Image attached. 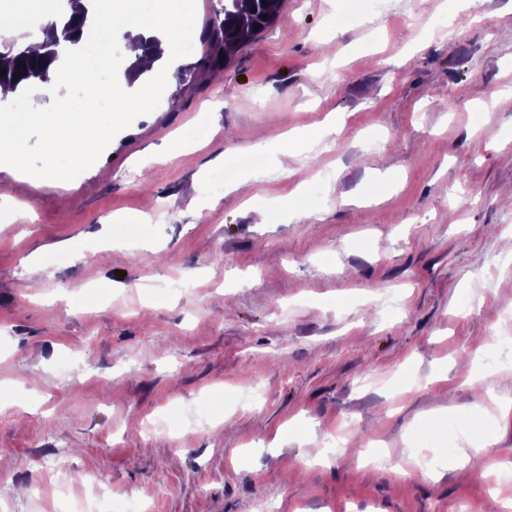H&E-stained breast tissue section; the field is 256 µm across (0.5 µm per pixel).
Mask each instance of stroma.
Here are the masks:
<instances>
[{
  "instance_id": "35a3bbf8",
  "label": "stroma",
  "mask_w": 512,
  "mask_h": 512,
  "mask_svg": "<svg viewBox=\"0 0 512 512\" xmlns=\"http://www.w3.org/2000/svg\"><path fill=\"white\" fill-rule=\"evenodd\" d=\"M223 6L190 0L182 84L59 153L52 185L40 122L23 168L0 163V512H71L78 473L151 512H508L440 450L478 434L512 464V0H383L361 26L285 0L198 69ZM333 113L304 186L266 151L212 190L255 130L271 147ZM333 430L380 464L323 459Z\"/></svg>"
}]
</instances>
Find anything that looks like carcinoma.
<instances>
[{
    "instance_id": "carcinoma-1",
    "label": "carcinoma",
    "mask_w": 512,
    "mask_h": 512,
    "mask_svg": "<svg viewBox=\"0 0 512 512\" xmlns=\"http://www.w3.org/2000/svg\"><path fill=\"white\" fill-rule=\"evenodd\" d=\"M284 0H224V15L212 23L202 37L205 48L198 66L215 70L230 60L227 51H237L254 41L255 36L279 16ZM71 13L45 30L44 52L34 53L26 46L0 53V86L7 84L23 92L35 83L49 79V65L58 48L76 40L88 10L83 0H69ZM224 58H219V55ZM18 79H13V76Z\"/></svg>"
}]
</instances>
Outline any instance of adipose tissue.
<instances>
[{
	"label": "adipose tissue",
	"mask_w": 512,
	"mask_h": 512,
	"mask_svg": "<svg viewBox=\"0 0 512 512\" xmlns=\"http://www.w3.org/2000/svg\"><path fill=\"white\" fill-rule=\"evenodd\" d=\"M182 13L183 6L179 0H165L153 23L147 26L130 18L118 21L109 15L99 16L94 24L82 29L78 42L69 44L60 53L50 69L48 82L32 85L22 97L11 89L0 87V114L6 115L14 127L10 138L0 139V161L21 165L23 128L27 120L43 115L47 100L55 97L63 88L74 85L79 90L76 118L67 128L50 130L49 136L53 144L64 148L68 154L74 155L79 150L91 148L105 135L106 128L101 121L102 101H111L114 116H122L128 101L127 85L103 81L98 70L82 67L79 63L83 49L100 30H119L129 63L138 64L145 75L155 74L163 81L177 79L171 58L190 35L182 20ZM141 35L158 39L155 56L144 54L137 42ZM444 453L458 471L485 481L501 468L497 449L492 442L484 439L475 441L468 448L448 446Z\"/></svg>",
	"instance_id": "1"
}]
</instances>
